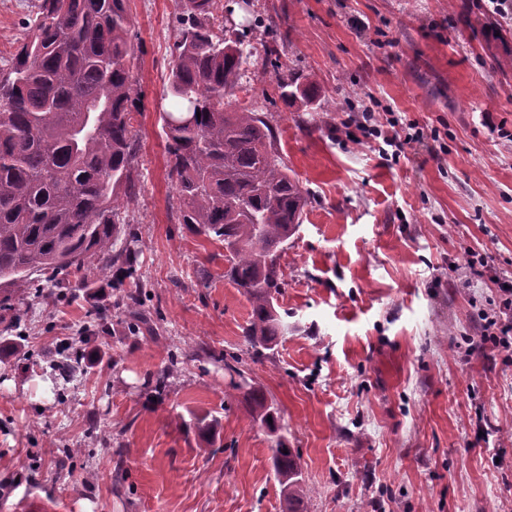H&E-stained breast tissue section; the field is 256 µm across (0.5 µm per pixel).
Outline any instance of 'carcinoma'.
<instances>
[{"mask_svg":"<svg viewBox=\"0 0 512 512\" xmlns=\"http://www.w3.org/2000/svg\"><path fill=\"white\" fill-rule=\"evenodd\" d=\"M127 3L41 0L34 37L20 43L12 67L0 72V321L9 326L17 321L19 296H43L34 286L36 272L57 285L73 276L77 289L90 277L109 280L116 263L124 277L136 275L138 253L114 251L122 214L136 198L133 120L140 99ZM213 7V0H187L177 17L181 38L170 63L172 106L162 114L163 132L179 221L224 243V278L251 303L243 343L259 356L285 333L279 257L311 197L288 173L268 116L230 101L255 57L251 35L273 28L256 18L234 35H220ZM255 63L276 72L285 103L309 108L319 101L309 75L279 72L277 45L263 44ZM118 304L132 333L150 325L139 283ZM80 364L68 342L49 360L66 381ZM244 398L252 421L276 435L273 468L284 512H299L305 490L296 456L278 435L280 417L259 389L247 388ZM191 422L214 437L216 420L195 415Z\"/></svg>","mask_w":512,"mask_h":512,"instance_id":"obj_1","label":"carcinoma"}]
</instances>
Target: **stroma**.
<instances>
[{
	"instance_id": "35a3bbf8",
	"label": "stroma",
	"mask_w": 512,
	"mask_h": 512,
	"mask_svg": "<svg viewBox=\"0 0 512 512\" xmlns=\"http://www.w3.org/2000/svg\"><path fill=\"white\" fill-rule=\"evenodd\" d=\"M38 0H0V69L33 34ZM141 92L136 198L118 247L139 253L152 332L91 283L25 298L0 323V512H282L273 438L233 384L281 415L305 512H512V357L481 309L512 278V17L481 0H222L237 26L275 22L284 68L340 102L329 126L286 106L247 65L239 105L268 113L313 201L279 259L288 331L243 354L247 298L223 243L180 224L161 115L182 0H130ZM417 121L400 159L359 135L363 106ZM492 258L473 264V254ZM108 316L99 328L97 314ZM78 338L64 400L43 394L49 350ZM193 353L158 391L171 354ZM242 354L239 372L224 365ZM218 421L215 445L192 415Z\"/></svg>"
}]
</instances>
